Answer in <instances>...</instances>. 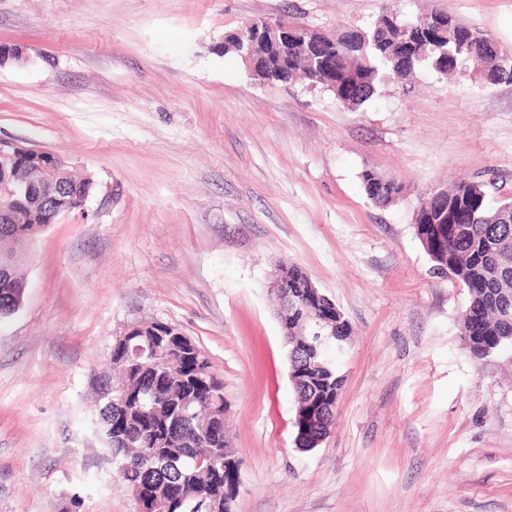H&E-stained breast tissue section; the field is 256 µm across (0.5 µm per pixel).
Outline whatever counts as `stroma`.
Wrapping results in <instances>:
<instances>
[{"mask_svg":"<svg viewBox=\"0 0 512 512\" xmlns=\"http://www.w3.org/2000/svg\"><path fill=\"white\" fill-rule=\"evenodd\" d=\"M437 10L512 50V0H0V140L93 187L26 248L0 319V512H136L94 402L115 336L177 328L224 383L241 460L231 512H512V360L460 336L468 297L412 221L420 198L512 189V84L420 71L357 111L255 83L224 52L253 18L336 32ZM400 181L374 205L360 175ZM300 265L352 336L335 424L295 443L270 281Z\"/></svg>","mask_w":512,"mask_h":512,"instance_id":"stroma-1","label":"stroma"}]
</instances>
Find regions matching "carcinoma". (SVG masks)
I'll use <instances>...</instances> for the list:
<instances>
[{"label": "carcinoma", "instance_id": "carcinoma-1", "mask_svg": "<svg viewBox=\"0 0 512 512\" xmlns=\"http://www.w3.org/2000/svg\"><path fill=\"white\" fill-rule=\"evenodd\" d=\"M419 21L411 23L399 15L383 12L374 22L349 28L336 36H325L329 58L310 69L299 56H288L287 79H300L310 88L330 93L342 106L358 110L389 84H405L418 68L452 74L473 64L491 82H512V53L496 43L473 47V28L465 26L442 35L422 31ZM239 36L227 33L224 54L241 57L247 44L257 39L256 30L244 23ZM361 181L368 199L375 205L399 191L395 181L365 171ZM448 198V210L458 196L472 209L467 230L448 233L431 208L433 195L420 199L413 221L417 237L437 269L452 275L468 292V306L462 318L464 347L476 361L499 351L512 350V196L497 207L487 203V184L460 180L439 192ZM39 224H12L0 228V259L12 264V277L0 280V318L15 313L23 304L25 281L18 274L16 249L5 244L11 233L27 243L39 231ZM311 282L296 264H288V293L296 306L280 309L288 328L290 375L295 392L305 403L319 409L317 426L328 433L336 416V394L344 377L337 368L336 347L316 348L296 336L298 321L319 313L307 294ZM478 321H473V318ZM165 324L154 322L125 341L112 346V358L130 356L132 362L115 370L118 382L104 375L99 392L105 402L99 409L112 466L129 486L153 484L170 487L169 502L144 501V512H231L233 495L212 470L213 450H230L224 423L212 425L202 437L198 423L216 404H224V384L210 370L207 359H189L188 340H169L156 332Z\"/></svg>", "mask_w": 512, "mask_h": 512}]
</instances>
